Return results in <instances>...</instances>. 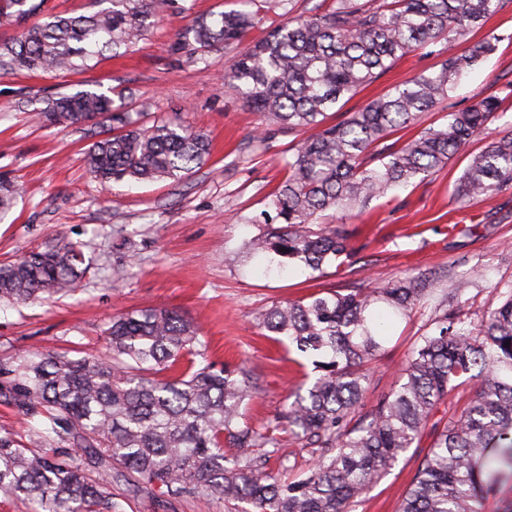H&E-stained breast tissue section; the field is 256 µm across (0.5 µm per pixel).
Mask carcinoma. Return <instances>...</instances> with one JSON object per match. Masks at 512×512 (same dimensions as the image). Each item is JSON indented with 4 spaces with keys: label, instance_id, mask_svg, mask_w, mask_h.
<instances>
[{
    "label": "carcinoma",
    "instance_id": "1",
    "mask_svg": "<svg viewBox=\"0 0 512 512\" xmlns=\"http://www.w3.org/2000/svg\"><path fill=\"white\" fill-rule=\"evenodd\" d=\"M174 0H91L100 9L65 16L45 0H0V19L24 23L0 43V76L75 73L106 50L129 49ZM503 0H330L309 12L288 8L284 21L240 50L224 84L279 126L302 132L288 172L262 212L269 233L248 242L280 258L281 270L320 271L343 265L354 248L332 226L314 220L333 211L361 212L395 186L425 179L483 137L455 185L462 197H494L512 188V133L488 134L512 93L488 96L450 112L447 122L414 138L388 143L395 132L448 96L454 80L495 50L468 35ZM256 15L240 10L196 17L174 45L191 63L216 45L237 46ZM433 46L438 67L414 76L339 122L329 112L406 55ZM41 122H93L98 139L85 151L101 185L179 179L210 153L208 138L188 125L138 124L108 94L77 90L46 100ZM13 182L0 176V215L14 205ZM85 256L73 242L0 263V300L25 303L74 289ZM426 273L377 288L336 290L275 304L263 327L302 353L323 357L321 374L297 392L272 429L241 424L255 393L243 366L216 368L196 348L197 327L175 311L141 309L112 318L105 352L0 357V402L41 427L22 436L0 430V492L26 499L33 512H120L112 481L134 489L160 484L174 499L214 494L253 512H346L415 443L464 376L475 395L436 430L399 512H512V283L495 286L485 319L463 321L442 310L420 337L397 387L356 421L370 378L363 366L383 350L386 305L405 316L435 293ZM316 449L303 474L278 478L265 470L278 452L277 430ZM237 453H224V443Z\"/></svg>",
    "mask_w": 512,
    "mask_h": 512
}]
</instances>
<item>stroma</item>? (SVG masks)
<instances>
[{
	"instance_id": "1",
	"label": "stroma",
	"mask_w": 512,
	"mask_h": 512,
	"mask_svg": "<svg viewBox=\"0 0 512 512\" xmlns=\"http://www.w3.org/2000/svg\"><path fill=\"white\" fill-rule=\"evenodd\" d=\"M240 0H175L148 36L124 55L105 52L77 74L0 77V175L19 195L0 219V261L45 244H80L91 262L74 292L27 304L0 302V357L28 351L101 354L112 317L144 308L172 309L191 320L217 366L244 364L257 390L245 424L275 425L305 377L317 376L313 358L275 341L260 322L273 304L321 290L371 288L387 276L435 275L448 307H461L465 321L479 322L495 285L512 281V189L493 198L462 199L454 184L467 153H459L425 180L398 187L360 215L329 211L325 224L352 234L353 262L323 271L293 268L266 276V255L245 241L266 232L255 218L285 175L299 133L282 128L225 92L224 73L236 52L221 46L194 65L173 54L192 19L240 8ZM472 40L495 43L494 53L469 71L445 101L423 112L419 127L443 122L446 112L502 95L512 84V0L491 15ZM436 55L417 51L363 88L337 111L344 119L394 85L434 69ZM123 92L142 121L193 126L210 140L199 167L178 180L116 183L103 189L88 175L84 152L93 142L87 126L44 125L35 118L46 97L79 88ZM483 276L468 278L473 264ZM460 300H453L455 288ZM440 296L416 306L410 316L386 323L384 349L369 368L363 407L390 393L399 371L431 324ZM432 435L410 448L348 512H398ZM112 496L122 512H237L215 495L201 502L174 499L163 486L134 491L116 483Z\"/></svg>"
}]
</instances>
